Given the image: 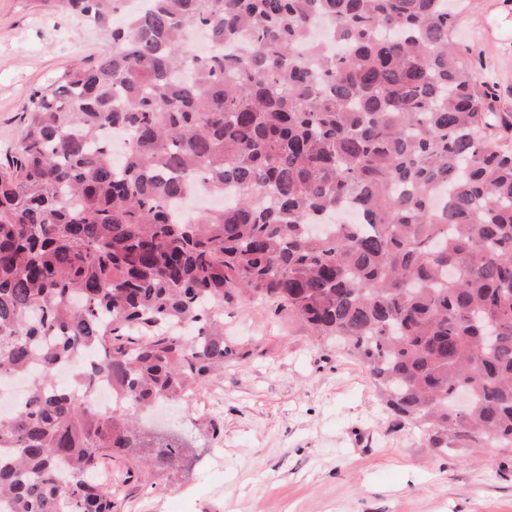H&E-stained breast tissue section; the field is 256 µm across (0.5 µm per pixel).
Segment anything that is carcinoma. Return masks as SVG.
Segmentation results:
<instances>
[{"mask_svg":"<svg viewBox=\"0 0 512 512\" xmlns=\"http://www.w3.org/2000/svg\"><path fill=\"white\" fill-rule=\"evenodd\" d=\"M44 2L109 44L34 90L0 167V378L29 383L0 417V512H117L90 475L176 469L184 445L139 417L224 371V308L251 298L348 346L430 447L512 446V113L454 41L461 12ZM316 20L336 46L302 56ZM114 133L131 139L119 167ZM226 186L230 206L178 218ZM349 201L362 222L328 223Z\"/></svg>","mask_w":512,"mask_h":512,"instance_id":"cac0c4a2","label":"carcinoma"}]
</instances>
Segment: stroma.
I'll return each mask as SVG.
<instances>
[{
    "label": "stroma",
    "instance_id": "1",
    "mask_svg": "<svg viewBox=\"0 0 512 512\" xmlns=\"http://www.w3.org/2000/svg\"><path fill=\"white\" fill-rule=\"evenodd\" d=\"M466 2L457 38L512 112V0ZM105 43L45 0H0V160L30 94ZM224 338L235 357L170 420L185 464L122 483L119 512H512L511 449H430L426 428L391 422L342 346L253 303L225 309Z\"/></svg>",
    "mask_w": 512,
    "mask_h": 512
}]
</instances>
